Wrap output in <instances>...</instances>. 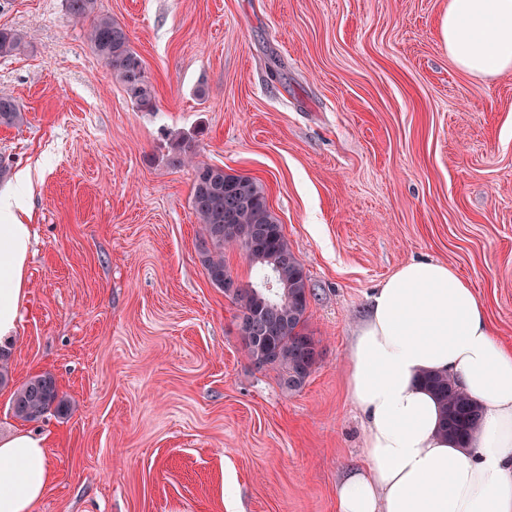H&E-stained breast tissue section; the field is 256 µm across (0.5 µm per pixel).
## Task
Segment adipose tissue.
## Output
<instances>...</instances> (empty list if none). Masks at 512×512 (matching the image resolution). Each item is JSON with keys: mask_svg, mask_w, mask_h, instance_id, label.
<instances>
[{"mask_svg": "<svg viewBox=\"0 0 512 512\" xmlns=\"http://www.w3.org/2000/svg\"><path fill=\"white\" fill-rule=\"evenodd\" d=\"M447 34L461 71L512 68V0H449ZM29 215L21 194L0 191V345L14 341L25 299ZM348 363L366 465L337 484V512H512V345L452 266L414 262L385 279ZM428 373L452 376L481 406L466 446L440 436ZM48 448L25 431L0 438V512H32L53 476Z\"/></svg>", "mask_w": 512, "mask_h": 512, "instance_id": "adipose-tissue-1", "label": "adipose tissue"}]
</instances>
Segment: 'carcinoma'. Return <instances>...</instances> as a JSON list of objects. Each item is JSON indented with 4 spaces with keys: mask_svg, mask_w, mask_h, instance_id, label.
<instances>
[{
    "mask_svg": "<svg viewBox=\"0 0 512 512\" xmlns=\"http://www.w3.org/2000/svg\"><path fill=\"white\" fill-rule=\"evenodd\" d=\"M67 8L74 18L90 20L92 48L137 108L153 111L154 87L124 27L98 13L97 0H67ZM21 45L18 34L0 29V56L20 51ZM23 119L16 98L1 91L0 126L11 127ZM169 161L176 167L193 168L191 205L205 230L199 259L210 282L218 288L224 285V273L230 272L224 260L227 246L238 249L256 268L255 280L232 298L239 310L240 339L247 356L258 367L278 369L285 391H300L319 363V340L308 329L307 276L267 203L263 186L250 176L195 162L192 142L186 138L176 142ZM425 383L442 408L440 431L465 444L478 427L480 408L448 375L428 374ZM52 408L62 412L69 405L49 375L34 376L13 393V413L23 421H36Z\"/></svg>",
    "mask_w": 512,
    "mask_h": 512,
    "instance_id": "carcinoma-1",
    "label": "carcinoma"
}]
</instances>
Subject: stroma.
Here are the masks:
<instances>
[{
    "instance_id": "1",
    "label": "stroma",
    "mask_w": 512,
    "mask_h": 512,
    "mask_svg": "<svg viewBox=\"0 0 512 512\" xmlns=\"http://www.w3.org/2000/svg\"><path fill=\"white\" fill-rule=\"evenodd\" d=\"M156 92L139 110L65 0H0L21 51L0 90V189L30 209L27 296L0 437L48 436L32 512H336L363 467L348 352L400 266L453 265L512 342V69L462 72L448 0H97ZM197 161L258 180L309 279L321 359L303 389L254 366L198 248ZM51 375L70 403L26 422ZM24 119L20 105L15 97L7 92H0V126L11 127ZM52 407L58 412L68 410V401L60 395L53 377L38 375L30 378L13 393L12 410L23 421H36Z\"/></svg>"
}]
</instances>
